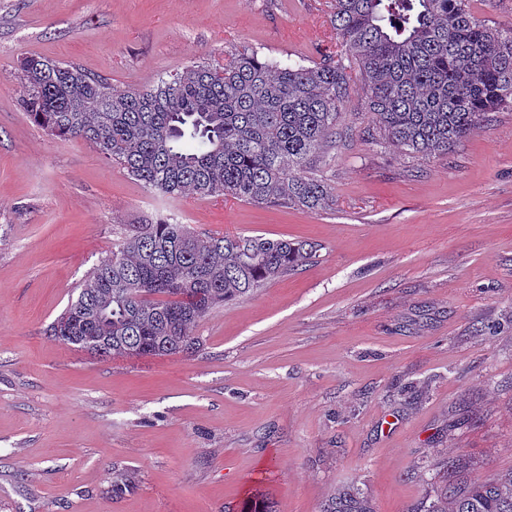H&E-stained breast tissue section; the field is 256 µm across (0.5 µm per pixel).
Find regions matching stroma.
Returning <instances> with one entry per match:
<instances>
[{
	"label": "stroma",
	"instance_id": "stroma-1",
	"mask_svg": "<svg viewBox=\"0 0 512 512\" xmlns=\"http://www.w3.org/2000/svg\"><path fill=\"white\" fill-rule=\"evenodd\" d=\"M334 43L330 0H0V512H319L345 484L411 512L444 458L512 469V110L428 159L377 139L352 93L310 211L169 199L20 106L29 54L124 90ZM166 217L320 250L212 311L190 355L99 361L48 336L127 227Z\"/></svg>",
	"mask_w": 512,
	"mask_h": 512
}]
</instances>
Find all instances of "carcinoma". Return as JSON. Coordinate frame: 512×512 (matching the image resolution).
<instances>
[{
    "mask_svg": "<svg viewBox=\"0 0 512 512\" xmlns=\"http://www.w3.org/2000/svg\"><path fill=\"white\" fill-rule=\"evenodd\" d=\"M331 22L347 65L331 50L284 63L245 47L117 91L73 62L31 54L18 63L21 103L49 135L91 145L162 195L309 210L332 201L307 169L347 137L353 85L379 138L424 157L448 154L487 114L512 107V26L475 18L470 0H334ZM317 252L306 240L199 233L168 218L134 224L46 333L100 360L188 355L192 328L215 307ZM320 512L376 509L346 485ZM414 512H512V471L447 481Z\"/></svg>",
    "mask_w": 512,
    "mask_h": 512,
    "instance_id": "carcinoma-1",
    "label": "carcinoma"
}]
</instances>
